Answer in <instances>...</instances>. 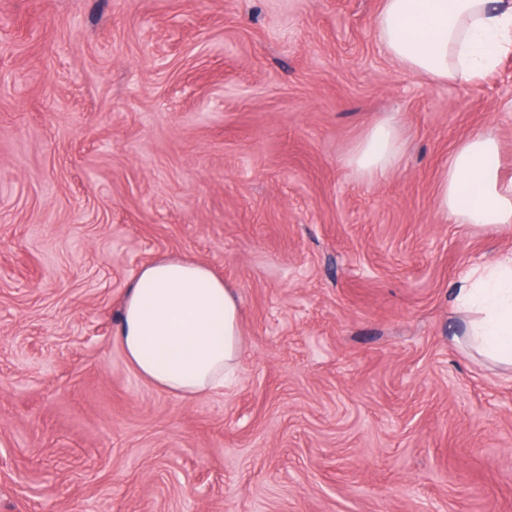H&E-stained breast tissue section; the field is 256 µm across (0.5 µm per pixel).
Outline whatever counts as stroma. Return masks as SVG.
Segmentation results:
<instances>
[{"label":"stroma","mask_w":512,"mask_h":512,"mask_svg":"<svg viewBox=\"0 0 512 512\" xmlns=\"http://www.w3.org/2000/svg\"><path fill=\"white\" fill-rule=\"evenodd\" d=\"M380 4L0 0V512H512V370L451 302L512 227L436 207L477 130L512 178V51L417 76ZM171 258L240 301L236 380L191 402L116 343ZM404 151V140L394 120L372 125L348 158V165L363 179L376 180L394 168Z\"/></svg>","instance_id":"stroma-1"}]
</instances>
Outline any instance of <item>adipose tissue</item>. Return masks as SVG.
Masks as SVG:
<instances>
[{
    "label": "adipose tissue",
    "instance_id": "adipose-tissue-1",
    "mask_svg": "<svg viewBox=\"0 0 512 512\" xmlns=\"http://www.w3.org/2000/svg\"><path fill=\"white\" fill-rule=\"evenodd\" d=\"M377 41L406 70L475 82L512 46V0H382ZM404 151L398 125H372L348 159L363 179L394 168ZM438 208L456 224L512 225V179L500 174L492 130L462 141L438 185ZM465 343L512 366V253L472 269L455 288ZM118 343L136 374L195 400L223 389L239 367L242 338L235 291L205 265L162 260L142 268L124 298Z\"/></svg>",
    "mask_w": 512,
    "mask_h": 512
}]
</instances>
